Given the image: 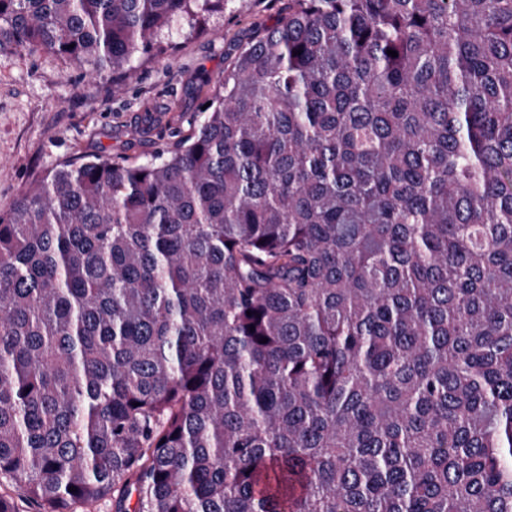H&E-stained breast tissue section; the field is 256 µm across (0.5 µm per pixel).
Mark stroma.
Returning <instances> with one entry per match:
<instances>
[{
  "mask_svg": "<svg viewBox=\"0 0 512 512\" xmlns=\"http://www.w3.org/2000/svg\"><path fill=\"white\" fill-rule=\"evenodd\" d=\"M287 13L288 0H229L197 34L178 21L166 53L133 57L118 92L47 52L0 53V214L63 161H150L203 121L225 69Z\"/></svg>",
  "mask_w": 512,
  "mask_h": 512,
  "instance_id": "1",
  "label": "stroma"
}]
</instances>
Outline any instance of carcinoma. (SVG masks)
I'll use <instances>...</instances> for the list:
<instances>
[{"mask_svg":"<svg viewBox=\"0 0 512 512\" xmlns=\"http://www.w3.org/2000/svg\"><path fill=\"white\" fill-rule=\"evenodd\" d=\"M225 2L0 0V53L119 88ZM0 474L41 512H512V0H288L174 146L27 188Z\"/></svg>","mask_w":512,"mask_h":512,"instance_id":"cac0c4a2","label":"carcinoma"}]
</instances>
